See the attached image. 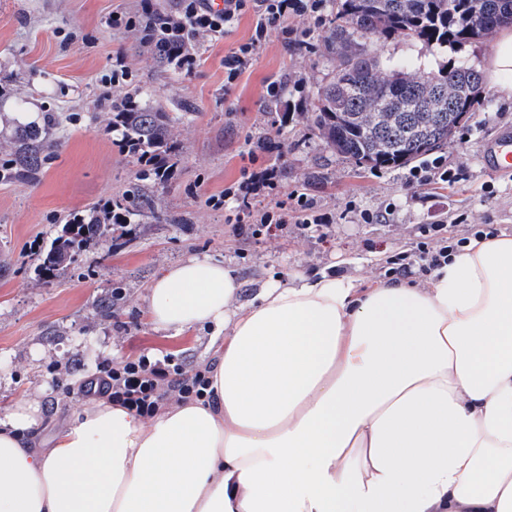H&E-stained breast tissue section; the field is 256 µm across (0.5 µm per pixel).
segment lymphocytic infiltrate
I'll return each instance as SVG.
<instances>
[{
  "label": "lymphocytic infiltrate",
  "instance_id": "obj_1",
  "mask_svg": "<svg viewBox=\"0 0 512 512\" xmlns=\"http://www.w3.org/2000/svg\"><path fill=\"white\" fill-rule=\"evenodd\" d=\"M325 3L326 0H224L223 11L214 12L206 0H175L168 11L159 10L155 0H140L139 10L112 12L108 23L113 30L136 33L141 44L148 47L156 43V27H164L173 38L166 54L169 67L189 76L199 60L193 40L223 34L240 15L253 12L256 21L251 37L224 57V85L229 88L250 67L270 37H277L287 48L312 49L310 30L298 29L290 20L304 15L321 19ZM281 175L278 166L263 164L242 169L238 180L225 187L224 198L232 203L225 221L232 232L255 237L284 233L293 212L302 215L296 224L299 230L321 233L329 229V218L314 213V204L307 196L283 194ZM449 247L445 225H421L412 249L388 257V271L401 276L429 274L447 261ZM208 385V367L187 375L170 359L142 354L115 368L103 366L95 377L84 382L81 393L87 398H107L151 417L168 402L204 398Z\"/></svg>",
  "mask_w": 512,
  "mask_h": 512
}]
</instances>
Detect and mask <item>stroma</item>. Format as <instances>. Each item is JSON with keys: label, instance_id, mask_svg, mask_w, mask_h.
<instances>
[{"label": "stroma", "instance_id": "1", "mask_svg": "<svg viewBox=\"0 0 512 512\" xmlns=\"http://www.w3.org/2000/svg\"><path fill=\"white\" fill-rule=\"evenodd\" d=\"M139 0H0V151L22 136L17 113L53 115L58 144L36 183L0 182V416L18 398L40 400L51 438L88 400L81 384L101 365L140 354L172 357L184 370L212 359V333L198 327L183 333L154 329L145 298L159 271L187 257L213 256L237 268L243 298L268 279L295 271L336 272L365 282L383 280L386 256L411 248L416 229L465 214L449 226L452 235L491 225L512 233V174L489 171L482 159L485 141L512 128V101L486 91L480 112L440 148L449 168L463 178L451 185L411 189L406 168L369 170L336 153L314 134L308 109L289 111L288 100L268 108L267 81L303 82L312 99L334 63L321 53L285 49L269 39L232 89L224 87V57L252 32L254 18H238L228 33L193 43L199 64L185 76L158 65L132 34L107 23L115 11L137 8ZM493 39L458 49L435 48L396 38L377 48L380 55L407 51L429 66L463 60L484 69ZM130 68L141 104L168 112H192L172 124L180 154L167 183L150 194L155 209L178 216L169 224L144 214L117 244L88 248L77 265L59 277L34 275L38 254L32 242L49 248L63 224L118 198L140 170L134 156L121 153L105 126L115 88L105 78L115 54ZM281 143L285 193L306 194L318 210L335 216L327 236L289 229L275 240L232 236L223 206L215 198L249 165L253 144ZM376 214L364 223L362 211Z\"/></svg>", "mask_w": 512, "mask_h": 512}]
</instances>
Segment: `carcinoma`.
Returning <instances> with one entry per match:
<instances>
[{"mask_svg":"<svg viewBox=\"0 0 512 512\" xmlns=\"http://www.w3.org/2000/svg\"><path fill=\"white\" fill-rule=\"evenodd\" d=\"M319 50L336 61L332 76L311 101L313 131L360 168L403 167L448 143L484 103L481 73L465 61L426 71L413 58H382L371 47L396 37L458 48L512 27V0H331ZM126 146L167 162L178 154L169 112L137 107L114 112ZM57 146L53 125L25 131L15 151L0 158V181L35 182ZM153 167L140 169L122 197L125 215H140ZM128 224H102L90 213L64 225L37 272L50 276L77 263L91 244L120 240Z\"/></svg>","mask_w":512,"mask_h":512,"instance_id":"cac0c4a2","label":"carcinoma"}]
</instances>
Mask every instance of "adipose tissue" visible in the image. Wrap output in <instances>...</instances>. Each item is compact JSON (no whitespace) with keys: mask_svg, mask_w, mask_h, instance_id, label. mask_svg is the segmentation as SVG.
Instances as JSON below:
<instances>
[{"mask_svg":"<svg viewBox=\"0 0 512 512\" xmlns=\"http://www.w3.org/2000/svg\"><path fill=\"white\" fill-rule=\"evenodd\" d=\"M485 79L512 100V29ZM239 293L209 256L148 292L158 329L223 333L211 402H96L44 448L37 400L1 416L0 512H512V235L420 286L297 272Z\"/></svg>","mask_w":512,"mask_h":512,"instance_id":"obj_1","label":"adipose tissue"}]
</instances>
